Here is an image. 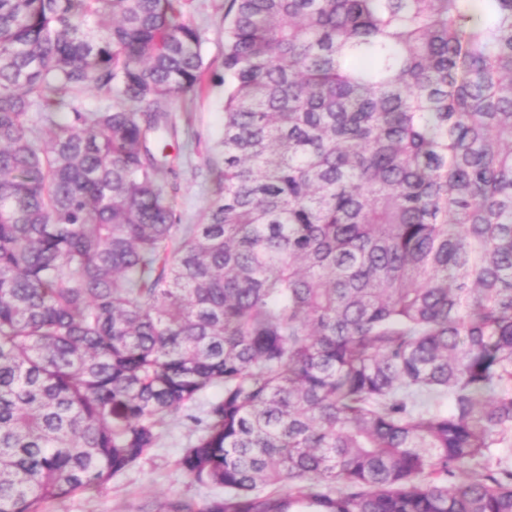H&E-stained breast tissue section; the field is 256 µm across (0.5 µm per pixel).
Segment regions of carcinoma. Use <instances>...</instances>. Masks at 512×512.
I'll return each mask as SVG.
<instances>
[{
	"instance_id": "cac0c4a2",
	"label": "carcinoma",
	"mask_w": 512,
	"mask_h": 512,
	"mask_svg": "<svg viewBox=\"0 0 512 512\" xmlns=\"http://www.w3.org/2000/svg\"><path fill=\"white\" fill-rule=\"evenodd\" d=\"M182 6L0 0V512L179 419L168 512H512V0H230L200 224ZM188 17L199 28L206 72L203 90L167 103L185 151L176 156L173 140L170 164L162 174L172 188L171 202L180 224H200L215 194V169L222 166L219 142L224 124V13L227 0H183Z\"/></svg>"
}]
</instances>
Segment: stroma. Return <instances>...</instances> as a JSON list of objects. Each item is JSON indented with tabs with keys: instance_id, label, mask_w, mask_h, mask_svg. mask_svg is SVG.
I'll use <instances>...</instances> for the list:
<instances>
[{
	"instance_id": "stroma-1",
	"label": "stroma",
	"mask_w": 512,
	"mask_h": 512,
	"mask_svg": "<svg viewBox=\"0 0 512 512\" xmlns=\"http://www.w3.org/2000/svg\"><path fill=\"white\" fill-rule=\"evenodd\" d=\"M188 17L199 28L206 72L203 90L167 103L185 149L170 158L162 178L184 224L201 223L215 194V169L221 159L224 124V13L227 0H184ZM191 435L189 422L165 428L158 447L134 467L99 490L48 504L47 512H166L174 500L205 504L218 491L187 478L179 459Z\"/></svg>"
}]
</instances>
